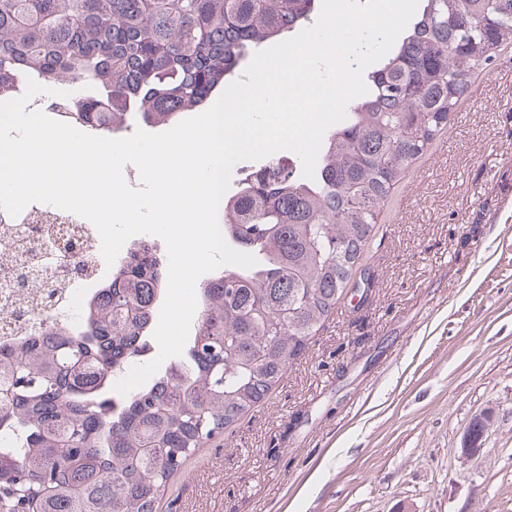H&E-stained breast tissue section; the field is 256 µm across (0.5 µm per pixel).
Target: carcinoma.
<instances>
[{
	"mask_svg": "<svg viewBox=\"0 0 512 512\" xmlns=\"http://www.w3.org/2000/svg\"><path fill=\"white\" fill-rule=\"evenodd\" d=\"M317 0H0V100L31 78L75 87L73 126L167 125L250 53L314 23ZM512 43V0H419L368 93L323 138L315 179L270 157L224 200V239L254 255L197 288L183 354L123 398L165 294L146 242L112 266L81 331L0 345V512H157L186 459L264 401L336 312L396 184L448 125L469 78Z\"/></svg>",
	"mask_w": 512,
	"mask_h": 512,
	"instance_id": "obj_1",
	"label": "carcinoma"
}]
</instances>
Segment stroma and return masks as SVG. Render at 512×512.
Wrapping results in <instances>:
<instances>
[{
    "label": "stroma",
    "mask_w": 512,
    "mask_h": 512,
    "mask_svg": "<svg viewBox=\"0 0 512 512\" xmlns=\"http://www.w3.org/2000/svg\"><path fill=\"white\" fill-rule=\"evenodd\" d=\"M364 267L361 306L341 301L159 512H512V44L393 191Z\"/></svg>",
    "instance_id": "1"
}]
</instances>
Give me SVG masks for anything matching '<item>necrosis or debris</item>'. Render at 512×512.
<instances>
[{
	"mask_svg": "<svg viewBox=\"0 0 512 512\" xmlns=\"http://www.w3.org/2000/svg\"><path fill=\"white\" fill-rule=\"evenodd\" d=\"M40 225L42 241L30 240L26 227ZM72 240L89 270L71 276L68 264L46 243ZM100 235L82 216L57 207L33 203L18 216L0 210V343L33 335L49 324L80 328L91 285L90 273L102 266Z\"/></svg>",
	"mask_w": 512,
	"mask_h": 512,
	"instance_id": "4bbe7bcc",
	"label": "necrosis or debris"
}]
</instances>
